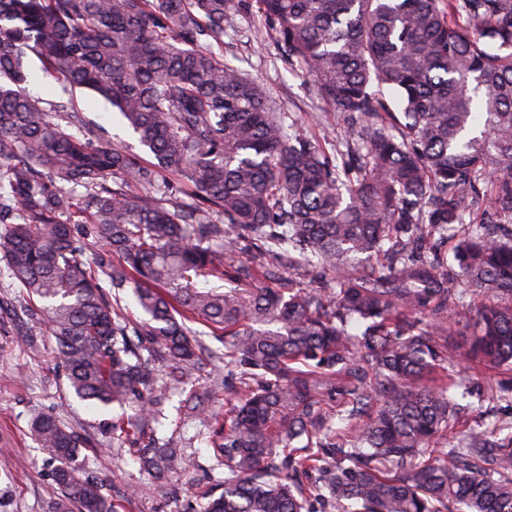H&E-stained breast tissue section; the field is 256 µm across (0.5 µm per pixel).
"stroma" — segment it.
I'll use <instances>...</instances> for the list:
<instances>
[{
  "label": "stroma",
  "mask_w": 512,
  "mask_h": 512,
  "mask_svg": "<svg viewBox=\"0 0 512 512\" xmlns=\"http://www.w3.org/2000/svg\"><path fill=\"white\" fill-rule=\"evenodd\" d=\"M237 34L224 39V57L257 79L272 98L284 123L295 122L312 135L332 134L336 120L316 99L310 84L294 75L273 43H261L264 27L252 15L238 18ZM28 89L32 95L56 103L74 100L78 109L99 127L100 138L151 160L116 109L94 94L65 87L46 74L37 58H29ZM28 301L0 262V512H50L58 490L50 477L45 454L29 437V421L37 413L60 416L76 429L94 428L97 447L82 449L78 460L104 482L119 500V512H180L191 483L223 479L209 446L207 429L191 423L179 411L181 390H171L165 419L154 435L180 448L194 467L170 483L155 482L141 468L134 449L116 446L104 422L122 415L120 407L104 411L88 408L68 394L61 362L52 349L44 321L27 315ZM32 328L41 353L31 356L18 332Z\"/></svg>",
  "instance_id": "35a3bbf8"
}]
</instances>
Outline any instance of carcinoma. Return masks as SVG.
<instances>
[{
    "label": "carcinoma",
    "instance_id": "carcinoma-1",
    "mask_svg": "<svg viewBox=\"0 0 512 512\" xmlns=\"http://www.w3.org/2000/svg\"><path fill=\"white\" fill-rule=\"evenodd\" d=\"M253 11L346 141L285 126L224 61ZM32 55L155 162L47 110ZM0 224L68 390L135 411L112 439L155 480L192 463L143 427L217 370L224 422L208 392L184 405L224 467L204 512H512V413L448 440L461 401L512 406V0H0ZM461 360L499 376L476 392ZM29 432L60 462L52 512H117L88 438L50 414Z\"/></svg>",
    "mask_w": 512,
    "mask_h": 512
}]
</instances>
